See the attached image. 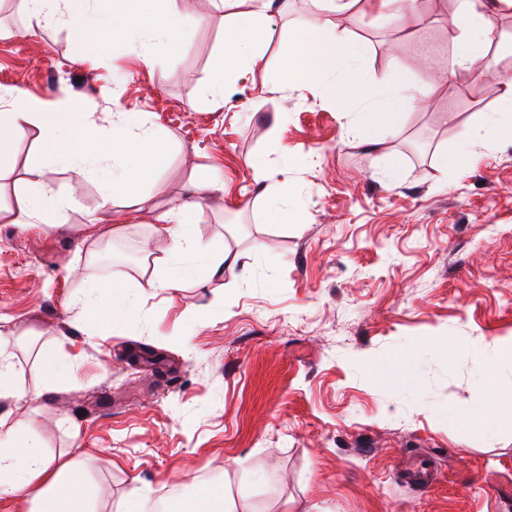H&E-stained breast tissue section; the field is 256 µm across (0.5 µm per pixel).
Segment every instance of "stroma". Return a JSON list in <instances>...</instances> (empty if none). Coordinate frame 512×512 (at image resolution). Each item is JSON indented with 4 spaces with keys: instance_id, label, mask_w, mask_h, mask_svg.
<instances>
[{
    "instance_id": "obj_1",
    "label": "stroma",
    "mask_w": 512,
    "mask_h": 512,
    "mask_svg": "<svg viewBox=\"0 0 512 512\" xmlns=\"http://www.w3.org/2000/svg\"><path fill=\"white\" fill-rule=\"evenodd\" d=\"M456 7L421 0L425 23L403 27L358 7L322 14L313 0H284L271 13L266 72L221 104L203 90L224 56L228 10L189 0L185 11L204 18L178 54L147 34L138 48L82 58L70 28H38L20 0H0V92L40 98L75 127L151 113L167 135L144 187L157 211L187 200L193 178L224 184L187 229L234 264L173 292L131 287L136 315L91 338L77 303L90 291L86 266L133 284L153 270L139 244L161 258L169 240L131 209L123 238L87 237L94 174L55 166L32 134L0 155V204L14 203L34 164L73 198L64 222L0 223V324L29 336L12 348L19 384L46 389L34 405L2 398L0 412L31 426L57 461L106 449L108 462L85 474L103 492L100 512H154L175 486L221 480L255 512H512L497 497L512 477V428L455 422L478 399L483 355L512 339V140L441 172L448 147H467L474 127L502 117L498 79L512 76V53L490 51L493 80L473 84L454 67ZM316 16L329 34L369 43L376 74L411 75L384 145L373 126L351 136L359 104L274 85L289 38ZM255 158L301 220L273 208ZM433 336L467 349H424ZM46 352L74 362L71 382H54ZM408 352L409 377L398 364ZM376 364L389 368L383 380L371 376ZM412 455L427 458L430 487L409 480Z\"/></svg>"
}]
</instances>
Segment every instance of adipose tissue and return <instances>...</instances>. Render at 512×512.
<instances>
[{"mask_svg":"<svg viewBox=\"0 0 512 512\" xmlns=\"http://www.w3.org/2000/svg\"><path fill=\"white\" fill-rule=\"evenodd\" d=\"M221 7L232 8V24L224 37L222 77L206 92L215 101L226 99V89L238 79L254 74L263 65L264 42L270 31L268 0H249L250 8L238 11L242 0H218ZM319 8L342 12L353 7L398 21L406 26L423 22L419 0H318ZM161 0H23L27 13L46 27L69 26L80 36V46L91 54L111 44H133L140 40L146 17L160 13L163 22L154 30L166 51L176 52L190 39L192 16L174 9H161ZM512 11V0H457L454 22L466 33L455 56L457 66L470 71H488L489 47L494 39L491 11ZM371 49L366 42L349 40L336 43L323 35V28L309 24L289 38L278 70L281 86H305L328 89L348 98L361 94L365 103L351 124L361 129L371 122L394 127L401 103L411 86L404 75H374L370 70ZM8 111L0 113V151L15 140L37 130L42 151L57 165L80 166L102 175L100 203L94 219L87 224L89 236H120L123 226L113 218L117 197L127 207L144 210L149 198L139 186L149 175L148 163L156 155L159 128L144 112L116 113L112 127H89L72 134L69 126L58 121L39 99L9 94ZM72 206L69 195L57 191L40 167L29 170L22 190L8 208H0L4 224H35L44 216L64 217ZM187 205L172 204L157 213L156 221L170 240L169 271L153 272L145 287L176 291L183 284L179 260L192 258L208 273L223 272L227 259L223 249L203 244L189 235L183 224ZM10 328L0 326V398L13 397L29 404L43 396L42 389L27 390L16 378L8 347ZM512 363V340L500 342L493 356L482 362L485 386L473 408L459 417L461 426L484 431L489 427L512 426V400L504 401L498 387V371ZM22 498L28 512H97L94 498L88 494L84 479L72 472L71 464H57L35 436L23 434L10 414H0V495Z\"/></svg>","mask_w":512,"mask_h":512,"instance_id":"1","label":"adipose tissue"}]
</instances>
